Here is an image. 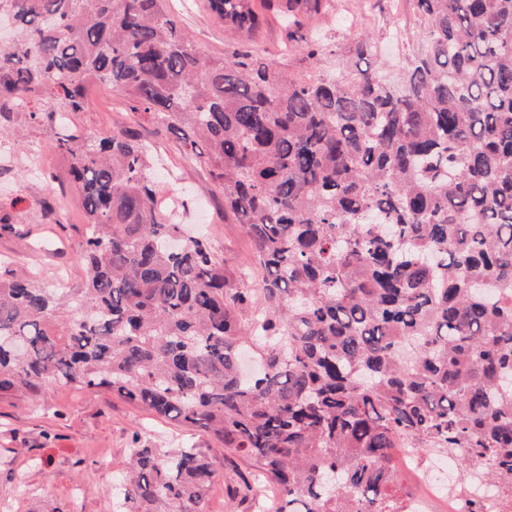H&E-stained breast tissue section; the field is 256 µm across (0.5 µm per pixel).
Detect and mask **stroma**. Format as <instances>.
Instances as JSON below:
<instances>
[{"mask_svg":"<svg viewBox=\"0 0 512 512\" xmlns=\"http://www.w3.org/2000/svg\"><path fill=\"white\" fill-rule=\"evenodd\" d=\"M333 7L310 20L309 31L320 32L327 43L323 62L295 52L277 58L279 68L294 75L335 70L346 61L352 37L343 21L363 0H331ZM180 25L207 53L220 57L236 37L210 16L204 0L182 9L181 0H166ZM403 30H396L389 14L365 32L378 42L392 76L405 63L421 29L408 0L401 4ZM137 129L153 142L176 181L165 182L162 199L173 197L187 205L188 223L209 239L228 268L237 270L251 260L253 245L233 217L225 216L219 196L201 159H184L178 139L167 130L131 114L111 88L89 85L85 106L37 125L28 113H13L0 121V208L10 214L9 229L0 228V274L8 269L26 271L45 288H78L85 271L75 259L85 237L80 200L67 174V164L48 144L55 135L108 137L115 123ZM50 199L62 208L60 223H46L37 206ZM153 448H197L213 457L218 477L210 493V512H265L264 498L242 500L243 483L258 484V471L241 455L226 452L208 434L188 430L159 418L112 392L80 390L54 385L43 391L36 407L15 399L0 400V512H117L112 478L129 460L133 439ZM419 467L399 462L404 489L411 496L428 492L435 470L446 469L448 454L435 449L421 453Z\"/></svg>","mask_w":512,"mask_h":512,"instance_id":"obj_1","label":"stroma"}]
</instances>
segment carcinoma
Returning a JSON list of instances; mask_svg holds the SVG:
<instances>
[{
	"label": "carcinoma",
	"instance_id": "1",
	"mask_svg": "<svg viewBox=\"0 0 512 512\" xmlns=\"http://www.w3.org/2000/svg\"><path fill=\"white\" fill-rule=\"evenodd\" d=\"M207 0L249 36L323 0ZM420 45L294 77L200 50L164 0H0V118L80 112L90 81L202 158L254 246L250 275L170 220L129 128L52 142L87 220L81 288L0 276V398L112 391L250 459L274 512H406L394 451H448L512 501V0H412ZM301 49L316 63L321 39ZM359 59L377 43L351 40ZM260 349L245 378L240 347ZM415 347L411 362L401 348ZM198 448L130 449L121 512H208Z\"/></svg>",
	"mask_w": 512,
	"mask_h": 512
}]
</instances>
